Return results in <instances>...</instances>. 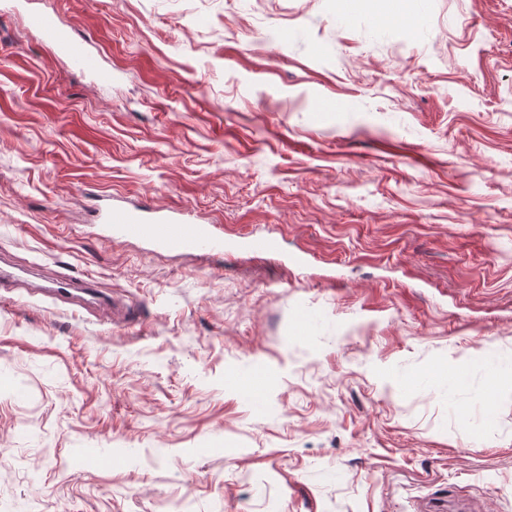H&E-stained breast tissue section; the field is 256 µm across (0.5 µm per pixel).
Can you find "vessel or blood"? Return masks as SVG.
Masks as SVG:
<instances>
[{"mask_svg": "<svg viewBox=\"0 0 512 512\" xmlns=\"http://www.w3.org/2000/svg\"><path fill=\"white\" fill-rule=\"evenodd\" d=\"M33 23L43 39L71 55L75 64L83 70L107 80L94 57L82 52L71 32L60 26L53 16L38 14ZM101 222L110 235L134 238L145 245L168 252H223L224 230L217 224H189L177 213L143 214L142 210L120 206L106 208Z\"/></svg>", "mask_w": 512, "mask_h": 512, "instance_id": "obj_1", "label": "vessel or blood"}]
</instances>
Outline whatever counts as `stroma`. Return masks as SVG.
<instances>
[{
    "label": "stroma",
    "instance_id": "obj_1",
    "mask_svg": "<svg viewBox=\"0 0 512 512\" xmlns=\"http://www.w3.org/2000/svg\"><path fill=\"white\" fill-rule=\"evenodd\" d=\"M395 2L0 11V512H512V0ZM33 23L45 41L71 55L78 67L95 74L102 81L110 79V75L99 70L95 58L82 52L76 45L71 32L60 26L53 16L37 14L33 17ZM110 206L101 213L110 236L134 238L157 250L168 252H224V230L218 224H187L181 213H154Z\"/></svg>",
    "mask_w": 512,
    "mask_h": 512
}]
</instances>
